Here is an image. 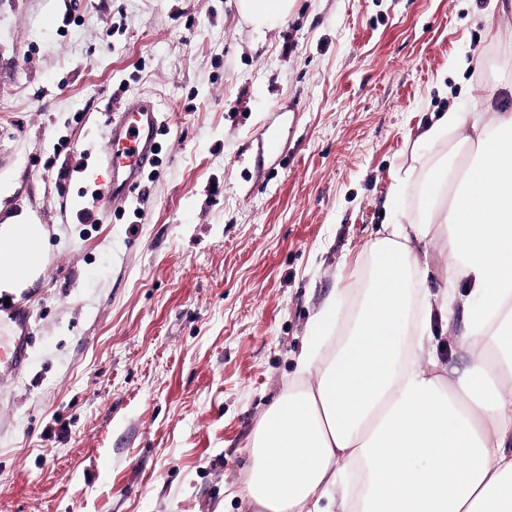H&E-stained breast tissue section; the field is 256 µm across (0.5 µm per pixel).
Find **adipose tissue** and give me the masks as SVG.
<instances>
[{"mask_svg":"<svg viewBox=\"0 0 512 512\" xmlns=\"http://www.w3.org/2000/svg\"><path fill=\"white\" fill-rule=\"evenodd\" d=\"M294 0H238L258 31L284 22ZM466 157L446 151L463 125ZM426 151L396 174L419 202L369 247L371 275L345 339L315 362L312 382L289 389L264 415L245 494L255 512H512V110L444 112L419 137ZM44 225L0 224V292L38 279ZM448 254L440 303L427 293L429 265L414 243ZM472 350L449 379L440 368L434 311L458 284Z\"/></svg>","mask_w":512,"mask_h":512,"instance_id":"ef3b65f1","label":"adipose tissue"}]
</instances>
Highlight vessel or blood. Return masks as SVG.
<instances>
[{"mask_svg": "<svg viewBox=\"0 0 512 512\" xmlns=\"http://www.w3.org/2000/svg\"><path fill=\"white\" fill-rule=\"evenodd\" d=\"M160 125V112L147 99L136 97L127 100L121 109L108 112V149L102 157L101 165L109 171L110 176L96 195L101 210L126 202L136 193L144 170L154 160ZM28 320V310L15 306L13 321L19 332L0 339V367L17 370L26 364L31 347Z\"/></svg>", "mask_w": 512, "mask_h": 512, "instance_id": "obj_1", "label": "vessel or blood"}]
</instances>
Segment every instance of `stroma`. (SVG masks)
Instances as JSON below:
<instances>
[{
	"mask_svg": "<svg viewBox=\"0 0 512 512\" xmlns=\"http://www.w3.org/2000/svg\"><path fill=\"white\" fill-rule=\"evenodd\" d=\"M491 0H296L253 32L235 0H0V222L44 225L13 302L34 345L0 374V512H253L268 407L369 246L433 114L512 106ZM151 100L154 166L101 211L106 113ZM276 149H268L267 140ZM90 220H83V213ZM451 306L441 364L466 370Z\"/></svg>",
	"mask_w": 512,
	"mask_h": 512,
	"instance_id": "35a3bbf8",
	"label": "stroma"
}]
</instances>
